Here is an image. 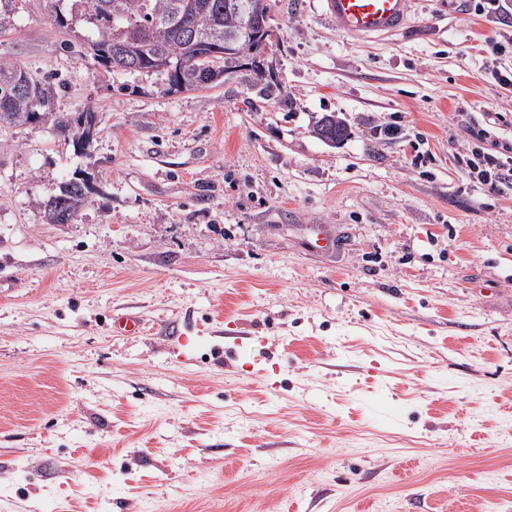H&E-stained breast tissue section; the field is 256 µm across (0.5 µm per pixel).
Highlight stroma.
<instances>
[{
  "label": "stroma",
  "mask_w": 512,
  "mask_h": 512,
  "mask_svg": "<svg viewBox=\"0 0 512 512\" xmlns=\"http://www.w3.org/2000/svg\"><path fill=\"white\" fill-rule=\"evenodd\" d=\"M268 3L289 108L249 71H107L44 0L0 33L101 130L87 158L47 122L0 131V512H512V189L457 163L473 126L512 148L500 26L415 0L357 43L323 0ZM79 170L77 221L45 223Z\"/></svg>",
  "instance_id": "stroma-1"
}]
</instances>
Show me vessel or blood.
Listing matches in <instances>:
<instances>
[{
  "label": "vessel or blood",
  "instance_id": "vessel-or-blood-1",
  "mask_svg": "<svg viewBox=\"0 0 512 512\" xmlns=\"http://www.w3.org/2000/svg\"><path fill=\"white\" fill-rule=\"evenodd\" d=\"M337 30L356 40H372L404 31L413 0H325Z\"/></svg>",
  "mask_w": 512,
  "mask_h": 512
}]
</instances>
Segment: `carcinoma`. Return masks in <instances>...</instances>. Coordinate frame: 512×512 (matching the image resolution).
Returning <instances> with one entry per match:
<instances>
[{
    "mask_svg": "<svg viewBox=\"0 0 512 512\" xmlns=\"http://www.w3.org/2000/svg\"><path fill=\"white\" fill-rule=\"evenodd\" d=\"M16 0H0V32L11 26L20 9ZM74 20H83L96 29V38L86 43L85 55L109 71L128 70V61L118 45L131 36L140 37L136 70L154 73V60L166 56L172 70L164 71L168 85L184 91L200 87L195 75L204 72L216 53L221 66H235L240 60H258L271 41L272 32L258 37H242L233 53L224 57V32H233L239 14L227 9L228 0H195L189 9L185 0H74ZM56 86L46 77L29 72L21 65L0 59V130L14 129L36 121L44 114ZM83 182L73 176L59 186L43 214L49 224H72L88 202Z\"/></svg>",
    "mask_w": 512,
    "mask_h": 512,
    "instance_id": "obj_1",
    "label": "carcinoma"
}]
</instances>
